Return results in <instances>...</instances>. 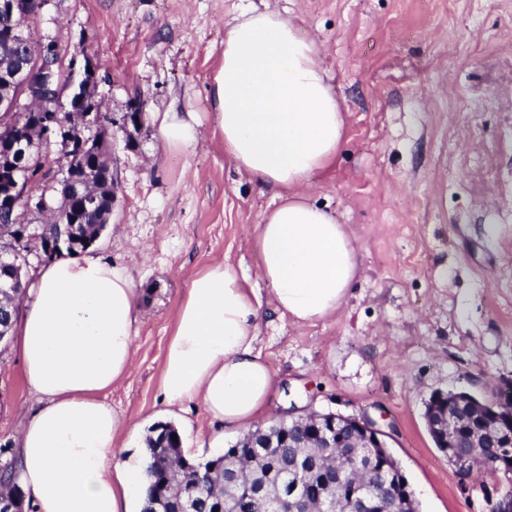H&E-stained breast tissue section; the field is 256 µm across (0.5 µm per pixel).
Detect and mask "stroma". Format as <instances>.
Returning <instances> with one entry per match:
<instances>
[{
	"mask_svg": "<svg viewBox=\"0 0 512 512\" xmlns=\"http://www.w3.org/2000/svg\"><path fill=\"white\" fill-rule=\"evenodd\" d=\"M269 5L316 41L345 116L341 147L310 199L347 225L362 274L336 315L296 325L268 311L252 232L275 191L234 169L211 124L194 151L166 145L152 113L211 111L224 24ZM88 33L103 111L146 114L125 149L108 227L91 246L126 266L143 315L135 365L107 394L131 424L162 419L160 376L190 280L224 259L265 311L257 349L277 388L267 414L368 413L389 426L418 512H489L486 467L461 478L424 406L437 391L484 396L512 378V0H50L36 33ZM0 347V445L17 448L34 404Z\"/></svg>",
	"mask_w": 512,
	"mask_h": 512,
	"instance_id": "1",
	"label": "stroma"
}]
</instances>
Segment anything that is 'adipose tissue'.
Wrapping results in <instances>:
<instances>
[{"mask_svg":"<svg viewBox=\"0 0 512 512\" xmlns=\"http://www.w3.org/2000/svg\"><path fill=\"white\" fill-rule=\"evenodd\" d=\"M212 110L154 116L161 139L185 150L204 119L236 169L277 188L253 240L258 274L279 316L298 325L340 309L359 273L344 225L311 203L305 186L340 149L344 115L313 40L279 11L252 9L224 30V60L211 78ZM140 291L104 255L42 264L15 326L24 380L35 396L19 434V484L35 512H134L150 485L146 456L129 451L137 430L105 400L134 366ZM260 306L217 260L180 301L160 377L170 422L189 402L210 419L211 450L224 432L265 416L273 375L257 350Z\"/></svg>","mask_w":512,"mask_h":512,"instance_id":"adipose-tissue-1","label":"adipose tissue"}]
</instances>
